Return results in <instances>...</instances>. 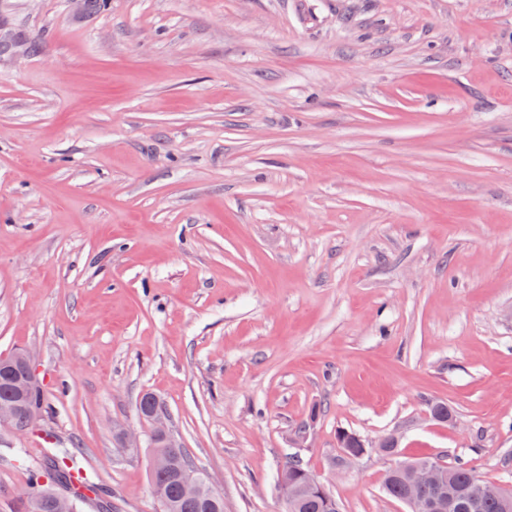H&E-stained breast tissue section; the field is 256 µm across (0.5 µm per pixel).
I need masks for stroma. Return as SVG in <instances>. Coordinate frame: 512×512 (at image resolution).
<instances>
[{
  "label": "stroma",
  "instance_id": "stroma-1",
  "mask_svg": "<svg viewBox=\"0 0 512 512\" xmlns=\"http://www.w3.org/2000/svg\"><path fill=\"white\" fill-rule=\"evenodd\" d=\"M0 21V356L47 404L0 448L73 449L115 512H159L113 428L150 393L224 512H283L293 457L341 512H407L396 459L512 487V0ZM343 429L398 455L342 458Z\"/></svg>",
  "mask_w": 512,
  "mask_h": 512
}]
</instances>
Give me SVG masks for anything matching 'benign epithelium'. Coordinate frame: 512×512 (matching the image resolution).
I'll use <instances>...</instances> for the list:
<instances>
[{"mask_svg":"<svg viewBox=\"0 0 512 512\" xmlns=\"http://www.w3.org/2000/svg\"><path fill=\"white\" fill-rule=\"evenodd\" d=\"M0 375L7 378L14 388L13 397L0 400V426L7 427L15 433H24L32 429L37 417L35 412L30 413L27 419L19 415L22 410V397L26 394L32 395L39 388L30 356L20 351L8 356H1ZM149 422L151 425L150 439L164 437L171 442L174 441L169 416L162 407L159 406L152 412ZM347 437L362 449L364 455L373 451L393 454L397 448V441L392 437L373 442L361 436L343 432L337 443L341 453L345 456L349 455V449L346 448L345 443ZM301 472L304 477L303 483L297 492L291 495L288 494V480L282 481L281 488L287 504V512H294L295 500L300 493L313 492L330 496L327 486L310 470L303 468ZM396 475L407 477V492L403 504L409 508V512H453L460 507L461 490L446 474L441 463L435 461L419 465L410 461L397 462L385 472L387 477ZM420 486L433 489V497L415 498L413 490ZM46 496L52 500L56 512H75L78 495L71 490L51 485Z\"/></svg>","mask_w":512,"mask_h":512,"instance_id":"obj_1","label":"benign epithelium"}]
</instances>
